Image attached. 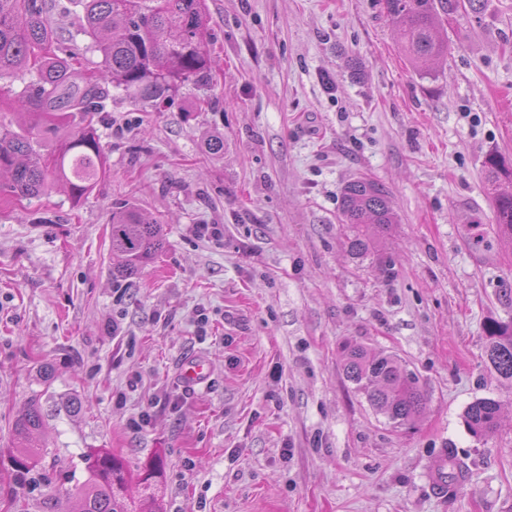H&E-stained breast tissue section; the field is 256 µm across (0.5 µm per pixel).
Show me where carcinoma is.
<instances>
[{"mask_svg":"<svg viewBox=\"0 0 512 512\" xmlns=\"http://www.w3.org/2000/svg\"><path fill=\"white\" fill-rule=\"evenodd\" d=\"M74 2L82 8L81 32L101 55V77L128 94L158 102L181 84L210 81L205 0ZM458 5L459 0H385L398 42L414 68L425 71L431 61L448 55L441 29ZM26 67L35 69L37 78L16 94L23 125L15 130L0 122V174H9L0 199L38 197L56 182L64 183L76 198L91 193L107 176L94 133L107 93L93 75L75 68L71 54L58 43L47 0H0V82L16 79ZM47 135L56 138L49 158L41 153ZM486 168L497 226L512 237V191L502 190L503 184H512V167L491 156ZM340 214L348 225L349 251L357 258L376 251L397 223L389 191L364 178L344 186ZM111 240L112 251L123 258V268L130 273L162 245L158 225L127 206L112 211ZM487 335V364L512 383V323L490 324ZM343 370L370 405L390 420L404 424L421 412L426 396L420 378L401 359L350 347ZM500 409L493 398L471 403L465 421L472 434L482 438L493 433ZM42 427L41 408L35 402L15 420L21 449L13 465L19 485L35 459L48 454L46 448L26 447ZM85 463L88 477L72 494V512H127L124 491L131 476L122 461L99 448L86 455Z\"/></svg>","mask_w":512,"mask_h":512,"instance_id":"carcinoma-1","label":"carcinoma"}]
</instances>
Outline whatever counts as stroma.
Here are the masks:
<instances>
[{"label":"stroma","instance_id":"35a3bbf8","mask_svg":"<svg viewBox=\"0 0 512 512\" xmlns=\"http://www.w3.org/2000/svg\"><path fill=\"white\" fill-rule=\"evenodd\" d=\"M205 3L209 83L158 105L109 87L107 177L78 202L59 187L0 207V498L15 415L36 400L29 445L52 455L29 512H70L96 448L134 471L162 459L157 485L126 495L165 512H512V384L483 361L487 323L512 321V240L484 167L512 163V0L450 16L448 56L425 76L384 0ZM49 4L65 48L95 67L79 9ZM359 177L389 189L398 217L362 260L340 222ZM123 205L165 237L129 277L111 245ZM349 345L408 362L419 417L370 406L343 372ZM192 356L211 375L188 389ZM485 397L501 416L478 439L465 411ZM444 449L464 477L441 498L426 474Z\"/></svg>","mask_w":512,"mask_h":512}]
</instances>
